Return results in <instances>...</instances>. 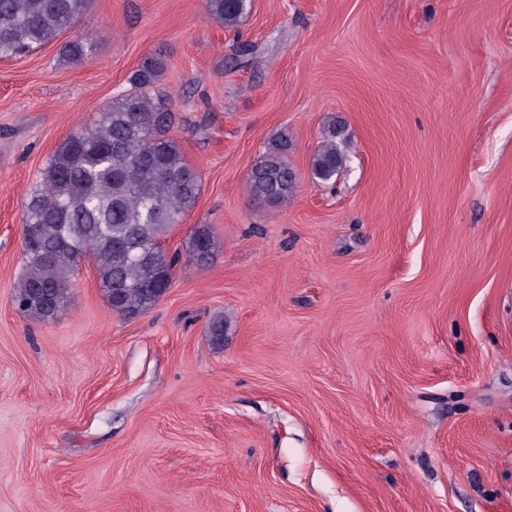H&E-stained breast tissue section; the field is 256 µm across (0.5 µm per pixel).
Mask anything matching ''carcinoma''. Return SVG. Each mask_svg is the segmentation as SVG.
Listing matches in <instances>:
<instances>
[{
	"label": "carcinoma",
	"instance_id": "1",
	"mask_svg": "<svg viewBox=\"0 0 512 512\" xmlns=\"http://www.w3.org/2000/svg\"><path fill=\"white\" fill-rule=\"evenodd\" d=\"M92 0H0V60L19 58L57 40L88 11ZM208 14L236 29L252 0H205ZM92 54L83 35L61 46L71 63ZM165 70L156 57L143 59L129 88L112 97L95 125L71 133L41 171L24 206L25 272L14 291L18 308L41 320L64 310L80 256L93 259L100 288L112 311L134 317L153 308L172 282L174 259L162 246L192 210L201 176L185 164L169 136L178 121L172 101L155 94ZM343 130L330 125L313 155V179L329 182L346 158ZM288 136L269 144L248 178L250 197L278 205L296 189L288 161ZM219 244L209 225L195 228L192 259L203 264Z\"/></svg>",
	"mask_w": 512,
	"mask_h": 512
}]
</instances>
